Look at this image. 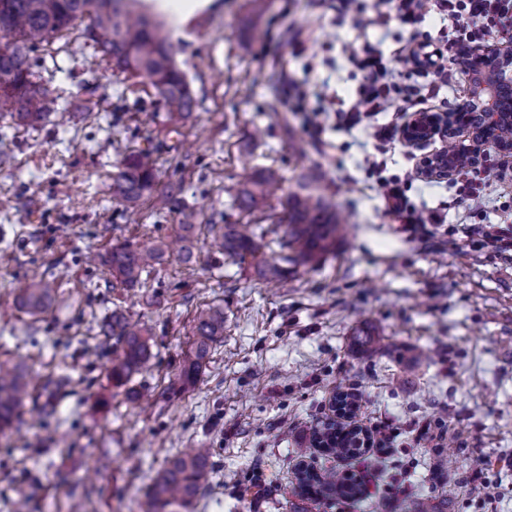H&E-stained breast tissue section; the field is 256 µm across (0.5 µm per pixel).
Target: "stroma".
Masks as SVG:
<instances>
[{
    "label": "stroma",
    "mask_w": 512,
    "mask_h": 512,
    "mask_svg": "<svg viewBox=\"0 0 512 512\" xmlns=\"http://www.w3.org/2000/svg\"><path fill=\"white\" fill-rule=\"evenodd\" d=\"M440 27L432 16L413 31L391 23L361 32L330 0H267L260 12L220 0L170 33L196 102L176 133L153 89L114 71L79 33L35 50L43 80L69 94L96 86L102 109L55 112L33 129L0 120V362L22 365L37 399L48 378L70 380L40 428H30L25 408L0 435V512H68L73 498L84 512H143L165 461L199 446L210 448L214 476L193 512H292L297 501L304 512H375L373 496L299 501L304 464L368 467L383 480L405 474L408 497L434 499L442 512H478L464 480L483 464L498 486L497 512H512V258L468 234L472 217L452 179L407 188L410 202L441 223L413 232L388 212L379 180L404 175L442 142L396 146L387 168L372 170L363 163L369 128L333 130L335 106L316 87L303 111L288 107L293 83L312 67L330 75L338 98L354 97L362 76L345 43L380 40L389 52L414 40L436 46ZM275 69L279 83L266 84ZM314 113L335 150L323 151L305 129ZM257 128L265 132L258 141ZM147 146L160 187L178 184L200 226L193 264L168 254L131 289L114 283L100 256L125 242L169 241L180 221L178 210L150 200L130 213L112 199L117 165ZM265 167L278 171L279 190L260 210L238 209L233 187ZM307 174L348 218L344 242L319 265L289 270L287 287L273 288L253 263L216 251L211 223L260 224L266 258L278 257L284 201ZM33 197L41 206H30ZM34 275L55 281L64 297L37 317L15 304ZM205 307L223 311L224 334L196 382L181 389L193 317ZM115 311L140 319L152 353L150 369L119 389L109 378L115 354H94L97 324ZM419 347L432 356L417 367ZM338 392L352 393L363 417L392 420L405 433L426 418L447 419L442 452L400 439L352 459L318 449L299 456ZM442 453L460 478L455 487L439 478Z\"/></svg>",
    "instance_id": "35a3bbf8"
}]
</instances>
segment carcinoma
Segmentation results:
<instances>
[{"instance_id":"1","label":"carcinoma","mask_w":512,"mask_h":512,"mask_svg":"<svg viewBox=\"0 0 512 512\" xmlns=\"http://www.w3.org/2000/svg\"><path fill=\"white\" fill-rule=\"evenodd\" d=\"M134 0H0V119L16 126L36 127L51 113L58 111L61 94L36 76L31 53L53 42L64 33L93 32L91 41L112 60L113 68L134 73L145 79L165 108L169 121L178 125L195 111L196 102L172 57L170 37L163 24L133 10ZM97 86L86 85L71 96L68 106L73 112H93L98 107ZM280 182L277 170L266 168L252 173L238 184L235 202L246 212L266 204L269 189ZM156 159L150 149H141L126 157L112 174V198L136 206L154 199L159 208L180 204V187L170 184L157 191ZM288 224L280 240L285 254L268 260L261 252L256 231L247 224H214V245L222 253L257 266L262 279L279 283L288 276L283 264L294 267L316 265L343 239L344 225L336 209L327 201L324 189L305 179L299 191L286 199ZM197 212L181 209L178 239L184 242L181 260L192 262ZM164 245L134 246L119 244L108 251L105 262L112 275L129 288L136 287L143 272L160 264L165 257ZM17 301L30 315L46 312L58 301L57 289L40 279L19 289ZM224 334V313L214 308L200 309L193 324L194 342L185 355L180 373L182 384L195 381L209 359L211 344ZM100 354H118L112 366V383L122 387L129 378L149 368L151 353L148 332L140 322L114 311L98 325ZM31 397L25 370L19 365L0 362V433L12 426L20 408ZM354 430L338 429L332 434L312 436L298 448L304 455L314 445L333 455L346 457L355 453L349 447ZM208 448H191L168 459L146 493L144 512H192L200 491L213 477ZM304 495L327 494L353 499L357 489L345 477L334 473L323 477L308 468L298 474ZM402 512H436L429 498L410 499L401 505Z\"/></svg>"}]
</instances>
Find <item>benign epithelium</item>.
I'll list each match as a JSON object with an SVG mask.
<instances>
[{"instance_id": "benign-epithelium-1", "label": "benign epithelium", "mask_w": 512, "mask_h": 512, "mask_svg": "<svg viewBox=\"0 0 512 512\" xmlns=\"http://www.w3.org/2000/svg\"><path fill=\"white\" fill-rule=\"evenodd\" d=\"M467 63L475 74V81L470 92V105L458 110L461 119L454 121L445 114L439 118L430 112L418 113L402 127L401 135L406 144L419 147L437 138L446 143L462 135L469 139V144L461 142L459 147L474 152L489 142L484 132L492 128L495 130L494 144L512 152V98L496 94L499 88L512 90V50L495 55L474 50L469 53ZM491 68L496 72L493 84L483 79L485 71ZM423 170L429 178L452 175L448 151L441 149L424 156Z\"/></svg>"}]
</instances>
